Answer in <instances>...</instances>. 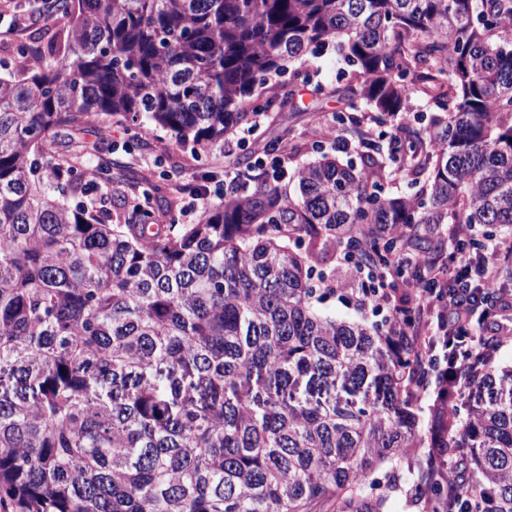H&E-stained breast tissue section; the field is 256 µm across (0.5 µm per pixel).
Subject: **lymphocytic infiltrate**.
I'll return each instance as SVG.
<instances>
[{
	"mask_svg": "<svg viewBox=\"0 0 512 512\" xmlns=\"http://www.w3.org/2000/svg\"><path fill=\"white\" fill-rule=\"evenodd\" d=\"M411 230L399 227L395 237L400 244L393 257L394 265L412 264L428 276V287L417 291V313L409 315L393 296L387 274L380 267L340 252L342 265L348 267L356 281L355 293L360 304L389 312L388 333L409 344L420 360L423 370L435 373L437 387L454 383L458 390L470 388L473 374L466 367H450L439 347L455 343L471 350L484 362H491L499 344L498 338L482 335L475 320L473 299L500 289L499 267L504 254L489 243L468 248L474 232L466 224L448 227L447 259L421 257L415 254L408 240Z\"/></svg>",
	"mask_w": 512,
	"mask_h": 512,
	"instance_id": "obj_1",
	"label": "lymphocytic infiltrate"
}]
</instances>
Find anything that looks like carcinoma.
Instances as JSON below:
<instances>
[{"label":"carcinoma","instance_id":"1","mask_svg":"<svg viewBox=\"0 0 512 512\" xmlns=\"http://www.w3.org/2000/svg\"><path fill=\"white\" fill-rule=\"evenodd\" d=\"M63 24L0 76V512H390L422 441L401 399L410 347L322 316L294 231L378 265L396 225L512 232V0H54ZM336 41L350 97L379 118L430 97L433 127L290 192L265 173L197 224L153 223L115 190L93 212L39 157L93 113L215 145L272 107L255 89ZM428 173L414 198L375 191L388 162ZM120 218L109 224L112 208ZM498 295L480 298L489 329ZM463 497L512 512V369L477 371L448 413ZM440 461L410 490L428 507Z\"/></svg>","mask_w":512,"mask_h":512}]
</instances>
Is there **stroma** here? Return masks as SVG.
<instances>
[{
  "label": "stroma",
  "instance_id": "1",
  "mask_svg": "<svg viewBox=\"0 0 512 512\" xmlns=\"http://www.w3.org/2000/svg\"><path fill=\"white\" fill-rule=\"evenodd\" d=\"M0 14L20 21L14 34L0 35V73L5 75L19 45L31 44L36 30L57 26L58 17L39 7L37 0H0ZM352 81L351 67L331 41L301 57L291 72L282 76L279 105L253 115L249 123L226 135L223 145L202 148L178 144L165 129L146 132L139 123L124 117L98 114L76 130L71 141L54 149L47 160L54 163L67 157L78 165L92 155L119 160L128 168L126 195L139 194L147 178L159 187L165 202L176 209L189 199L183 186L200 184L206 178L222 181L225 168L244 159L267 162L274 156L283 158L287 172L284 184L289 187L297 171L317 158L313 148L317 131L333 124L336 114L356 115L370 141H377L384 127L372 121L363 101H350L345 89ZM433 109L428 97L413 95L405 123L395 122L384 129L392 134L404 126L422 129L433 119ZM312 277L325 279L332 286L316 304L322 315L368 325L384 323L385 313L355 305L350 294L352 280L339 266L335 247H328L314 263Z\"/></svg>",
  "mask_w": 512,
  "mask_h": 512
}]
</instances>
